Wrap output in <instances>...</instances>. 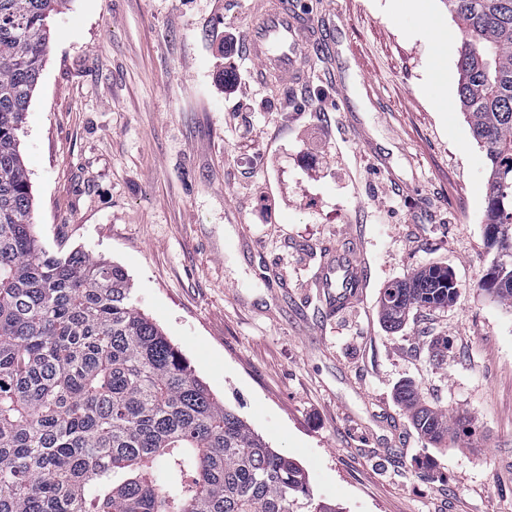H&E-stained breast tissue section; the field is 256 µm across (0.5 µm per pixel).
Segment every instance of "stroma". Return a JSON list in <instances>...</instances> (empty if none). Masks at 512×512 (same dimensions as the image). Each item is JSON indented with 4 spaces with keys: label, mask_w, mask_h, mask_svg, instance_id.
<instances>
[{
    "label": "stroma",
    "mask_w": 512,
    "mask_h": 512,
    "mask_svg": "<svg viewBox=\"0 0 512 512\" xmlns=\"http://www.w3.org/2000/svg\"><path fill=\"white\" fill-rule=\"evenodd\" d=\"M333 51L307 84L254 82L251 0H69L21 152L38 234L121 265L194 373L343 512H512V307L478 289L488 160L458 105L444 0H293ZM236 77L224 81L223 66ZM359 242L368 286L324 311L315 277ZM459 285L388 331L423 266ZM409 381L468 431L442 448ZM397 400L409 411L414 427L432 444L448 443V437L460 431V426L447 412L427 404L421 394L410 384L397 390Z\"/></svg>",
    "instance_id": "35a3bbf8"
}]
</instances>
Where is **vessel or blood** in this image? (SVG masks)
<instances>
[{
    "mask_svg": "<svg viewBox=\"0 0 512 512\" xmlns=\"http://www.w3.org/2000/svg\"><path fill=\"white\" fill-rule=\"evenodd\" d=\"M254 21L247 28L243 50L257 65L255 79L277 78L296 84L309 79L307 65L324 40L321 29L289 0H253ZM365 259L359 249L333 252L324 263L319 285L333 289L331 309L343 310L356 299L366 279Z\"/></svg>",
    "mask_w": 512,
    "mask_h": 512,
    "instance_id": "b4317fda",
    "label": "vessel or blood"
}]
</instances>
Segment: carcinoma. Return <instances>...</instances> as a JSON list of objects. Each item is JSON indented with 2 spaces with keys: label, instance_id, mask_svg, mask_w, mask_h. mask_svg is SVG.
<instances>
[{
  "label": "carcinoma",
  "instance_id": "carcinoma-1",
  "mask_svg": "<svg viewBox=\"0 0 512 512\" xmlns=\"http://www.w3.org/2000/svg\"><path fill=\"white\" fill-rule=\"evenodd\" d=\"M69 0H0V512H339L303 469L217 400L133 303L124 269L41 243L20 135ZM466 34L459 107L489 161L484 235L512 256V0H444ZM480 287L512 306V283ZM429 266L384 289L395 330L448 307ZM432 444L460 426L410 384L397 390Z\"/></svg>",
  "mask_w": 512,
  "mask_h": 512
}]
</instances>
